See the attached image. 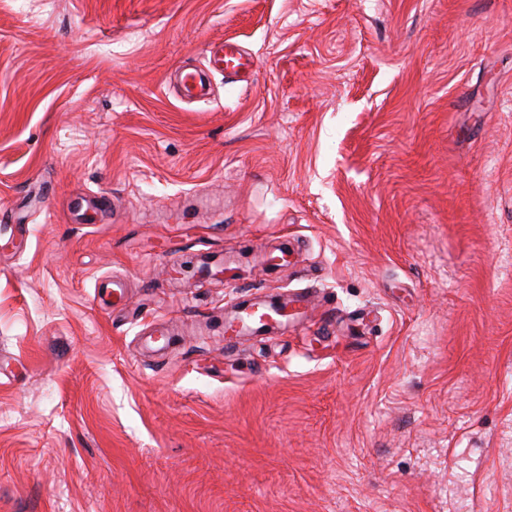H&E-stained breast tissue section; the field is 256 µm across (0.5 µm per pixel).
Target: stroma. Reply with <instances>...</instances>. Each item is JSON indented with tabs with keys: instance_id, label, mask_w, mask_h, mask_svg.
Returning <instances> with one entry per match:
<instances>
[{
	"instance_id": "stroma-1",
	"label": "stroma",
	"mask_w": 512,
	"mask_h": 512,
	"mask_svg": "<svg viewBox=\"0 0 512 512\" xmlns=\"http://www.w3.org/2000/svg\"><path fill=\"white\" fill-rule=\"evenodd\" d=\"M0 512H512V0H0ZM209 52L214 62L224 67L225 75H233L241 80H246L252 76L254 71L253 57L236 42L225 40L211 46ZM266 311L260 312L258 308H254L253 305L246 307L242 314L239 315V322L237 328L234 329L236 335L246 334L253 331V325L264 324L266 320L271 316L270 312L276 313V307L273 303H269L264 306Z\"/></svg>"
}]
</instances>
